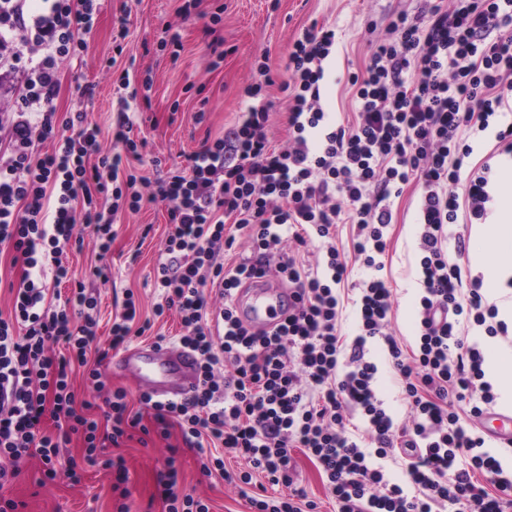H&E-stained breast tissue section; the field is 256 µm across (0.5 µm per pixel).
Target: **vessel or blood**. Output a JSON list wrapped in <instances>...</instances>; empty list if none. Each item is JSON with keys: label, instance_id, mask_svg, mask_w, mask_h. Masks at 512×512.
Wrapping results in <instances>:
<instances>
[{"label": "vessel or blood", "instance_id": "b4317fda", "mask_svg": "<svg viewBox=\"0 0 512 512\" xmlns=\"http://www.w3.org/2000/svg\"><path fill=\"white\" fill-rule=\"evenodd\" d=\"M236 306L248 326L272 330L288 314V294L255 280L250 291H238ZM112 367L127 373L140 391L162 401L182 397L197 379V360L188 349L175 346H131L115 355ZM482 432L499 443L512 442V413L486 412Z\"/></svg>", "mask_w": 512, "mask_h": 512}]
</instances>
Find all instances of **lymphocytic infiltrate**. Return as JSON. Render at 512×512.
I'll use <instances>...</instances> for the list:
<instances>
[{
    "label": "lymphocytic infiltrate",
    "mask_w": 512,
    "mask_h": 512,
    "mask_svg": "<svg viewBox=\"0 0 512 512\" xmlns=\"http://www.w3.org/2000/svg\"><path fill=\"white\" fill-rule=\"evenodd\" d=\"M0 0V49L27 54L21 95L0 103V250L23 269L0 316V489L26 458L39 457L46 479L79 482L81 464L118 472L123 458L106 455L139 428L124 390L107 391L97 367L93 316L98 299L74 281L62 260L92 237L108 252L119 212L143 201L169 205V226L154 286L155 316L176 310L185 332L179 344L199 361V383L181 401L142 396L159 429L176 423L195 448L205 475L248 486L252 512H318L295 487L294 449L320 472L336 512H512V477L484 450L479 430H464L461 414L478 420L496 396L484 358L468 339L470 326L494 338L507 332L498 307L479 281L464 283L461 259L472 225L492 213L490 184L500 157H512V0H435L412 16L397 15L373 42L363 75H350L355 120L330 122L320 105L325 63L336 32L310 28L288 52L290 138L283 148L267 136L272 85L259 61V82L226 135L206 142L185 170L149 181L128 173L123 154L106 153L86 111L58 114L62 65L80 57L95 25L96 0ZM495 144L480 162L474 145L486 133ZM55 141L49 154L40 143ZM419 191L423 294L415 350L405 352L390 329L391 290L373 277L358 286V333L344 345L338 285L350 258L381 270L391 198L405 185ZM355 227L354 251H340L337 225ZM254 252L232 266L236 231ZM324 243V270H307L286 241ZM52 279H45V271ZM288 286L287 318L273 330H253L234 307L238 288L257 276ZM71 283L61 293V283ZM379 345L396 373L410 416L395 426L374 383L378 367L368 347ZM84 367L105 392L102 418L78 400L71 384ZM361 419L363 435L349 432ZM53 429H46V421ZM111 430L99 437L100 421ZM82 435L83 462L61 466L72 435ZM400 456L408 486L386 479L382 459ZM243 462L230 471L225 459ZM261 482H254V475ZM167 512H210L204 499L179 490V471L157 476ZM288 487L285 495L269 487Z\"/></svg>",
    "instance_id": "1"
}]
</instances>
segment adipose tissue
Listing matches in <instances>:
<instances>
[{
  "label": "adipose tissue",
  "mask_w": 512,
  "mask_h": 512,
  "mask_svg": "<svg viewBox=\"0 0 512 512\" xmlns=\"http://www.w3.org/2000/svg\"><path fill=\"white\" fill-rule=\"evenodd\" d=\"M499 211L495 223L482 225L481 245L473 257L484 273V285L500 290L499 316L512 323V167L504 169L496 184Z\"/></svg>",
  "instance_id": "adipose-tissue-1"
}]
</instances>
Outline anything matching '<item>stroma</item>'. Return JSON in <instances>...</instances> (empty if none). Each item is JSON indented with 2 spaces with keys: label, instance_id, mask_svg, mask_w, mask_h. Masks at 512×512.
Wrapping results in <instances>:
<instances>
[{
  "label": "stroma",
  "instance_id": "1",
  "mask_svg": "<svg viewBox=\"0 0 512 512\" xmlns=\"http://www.w3.org/2000/svg\"><path fill=\"white\" fill-rule=\"evenodd\" d=\"M191 14H184L186 0H99L98 18L87 38L81 60L62 66L60 90L55 101L58 111L86 110L97 124L106 151L118 152L112 131L116 123L118 94L114 76L123 70L134 75L152 74L154 83L148 97L130 102L134 121L130 136L141 142L139 156L124 155L128 172L157 180L173 168L186 166L189 155L205 140L229 132L245 107L244 88L258 74L257 58L267 57L272 72H283L288 49L295 39L318 23L336 30V52L327 64L321 93L324 111L345 121L353 116L354 103L345 78L362 70L368 59L370 35H384L398 14L417 13L419 0H197ZM220 13L218 24L207 21ZM126 18L128 35L116 43L119 18ZM181 36L178 55L161 49L170 31ZM93 89L92 98L81 97L79 86ZM204 121H196L197 112ZM161 166H153L154 157ZM418 191L405 187L392 204L393 222L386 231L388 247L380 272L392 290L391 328L408 345L417 334L419 299L422 293L419 268L420 226L417 222ZM168 224L165 203H146L137 211L119 213L114 226L116 237L108 253H100L93 241L82 250L68 251L66 264L76 277L91 266L111 269L109 283L87 282L99 298L96 342L108 347L113 315L126 295L139 302L151 327L133 337L136 345L154 343L157 337H173L182 331L176 312L153 318L158 300L153 287ZM378 366L375 387L395 424L407 419L408 407L395 381L394 371L384 351L372 347ZM129 472L127 500L129 512H165L157 475L167 458H174L182 476L184 492L208 497L212 512H248L238 488L220 477L201 473L196 452L182 441L178 427H171L168 439L140 443L130 439L118 450ZM10 487L13 498L23 501V512H116L119 503L112 491L111 471L101 466L87 467L78 484L59 479L41 483L39 462L31 458Z\"/></svg>",
  "mask_w": 512,
  "mask_h": 512
}]
</instances>
